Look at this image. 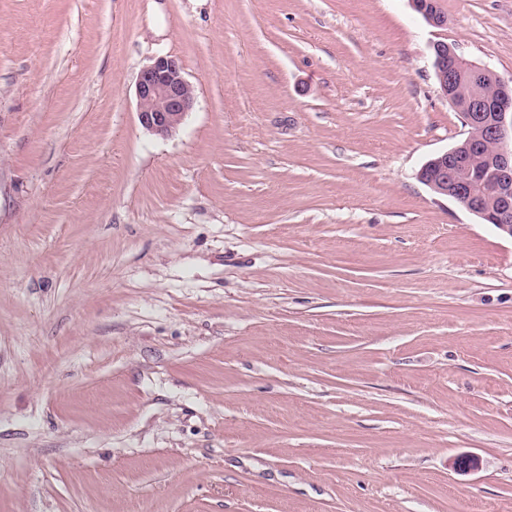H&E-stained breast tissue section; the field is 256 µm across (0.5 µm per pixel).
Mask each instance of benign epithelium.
I'll use <instances>...</instances> for the list:
<instances>
[{"mask_svg":"<svg viewBox=\"0 0 512 512\" xmlns=\"http://www.w3.org/2000/svg\"><path fill=\"white\" fill-rule=\"evenodd\" d=\"M411 3L429 24H447L435 0ZM433 67L442 96L456 103L466 132L450 149L428 160L418 178L436 194L457 203L466 201L468 212L512 237V112L487 97H471L460 105L456 97L458 86L476 85L490 76L498 78V74L466 59L444 42L433 45ZM136 95L140 125L160 137L175 132L195 102L194 86L185 78L179 62L168 56L158 57L140 71ZM479 150L488 157L480 181L463 176L459 166Z\"/></svg>","mask_w":512,"mask_h":512,"instance_id":"benign-epithelium-1","label":"benign epithelium"}]
</instances>
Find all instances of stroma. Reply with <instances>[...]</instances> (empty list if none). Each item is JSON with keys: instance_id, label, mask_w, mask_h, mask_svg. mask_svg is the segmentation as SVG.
Returning <instances> with one entry per match:
<instances>
[{"instance_id": "35a3bbf8", "label": "stroma", "mask_w": 512, "mask_h": 512, "mask_svg": "<svg viewBox=\"0 0 512 512\" xmlns=\"http://www.w3.org/2000/svg\"><path fill=\"white\" fill-rule=\"evenodd\" d=\"M436 3L0 0V512H512V238L417 178L512 0ZM136 95L140 125L160 137L175 132L195 102L194 86L179 62L168 56L158 57L140 71Z\"/></svg>"}]
</instances>
